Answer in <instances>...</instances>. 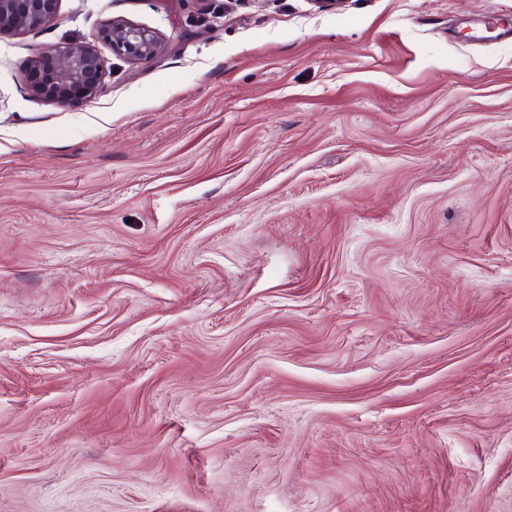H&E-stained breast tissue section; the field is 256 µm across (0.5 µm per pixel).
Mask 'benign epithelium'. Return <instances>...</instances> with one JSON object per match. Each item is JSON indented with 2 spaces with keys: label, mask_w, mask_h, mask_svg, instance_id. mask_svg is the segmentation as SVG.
Returning a JSON list of instances; mask_svg holds the SVG:
<instances>
[{
  "label": "benign epithelium",
  "mask_w": 512,
  "mask_h": 512,
  "mask_svg": "<svg viewBox=\"0 0 512 512\" xmlns=\"http://www.w3.org/2000/svg\"><path fill=\"white\" fill-rule=\"evenodd\" d=\"M59 0H0V34L22 33L56 17ZM131 63L156 56L163 43L155 32L124 19L102 25L93 39L67 43L34 56L28 75L30 91L57 102L87 99L103 88L104 68L96 43Z\"/></svg>",
  "instance_id": "1"
}]
</instances>
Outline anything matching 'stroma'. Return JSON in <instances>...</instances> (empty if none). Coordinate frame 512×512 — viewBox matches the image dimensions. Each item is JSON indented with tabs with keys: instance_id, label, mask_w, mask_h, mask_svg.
Returning a JSON list of instances; mask_svg holds the SVG:
<instances>
[{
	"instance_id": "obj_1",
	"label": "stroma",
	"mask_w": 512,
	"mask_h": 512,
	"mask_svg": "<svg viewBox=\"0 0 512 512\" xmlns=\"http://www.w3.org/2000/svg\"><path fill=\"white\" fill-rule=\"evenodd\" d=\"M489 15L512 0H59L0 34V512H512ZM115 17L167 48L30 92Z\"/></svg>"
}]
</instances>
